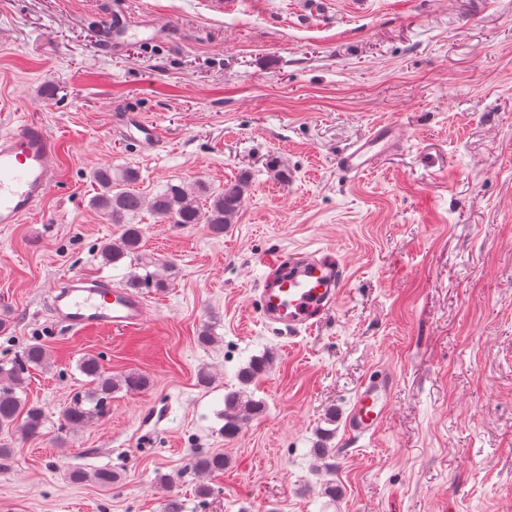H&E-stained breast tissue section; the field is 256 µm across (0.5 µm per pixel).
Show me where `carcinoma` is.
I'll return each instance as SVG.
<instances>
[{"label":"carcinoma","instance_id":"cac0c4a2","mask_svg":"<svg viewBox=\"0 0 512 512\" xmlns=\"http://www.w3.org/2000/svg\"><path fill=\"white\" fill-rule=\"evenodd\" d=\"M102 188L93 201L95 208L118 225L117 237L100 248L99 256L105 264H116L128 258L143 273L135 272L127 279L129 288H155L168 286L169 278L160 272L170 266L158 263L142 254L143 229L131 224L127 217L144 209L152 211L161 221L177 227L187 224H205L214 236L224 234V228L234 223L239 213L244 192L249 185V175L242 173L235 183L218 192L194 190L182 185H172L153 198L140 194L133 188L138 173L126 169L118 175L109 170L94 173ZM50 360L48 351L39 344L26 346L12 359L0 362V433H15L25 439H35L41 434L45 413L41 407L29 404L18 396L25 389L31 371L45 367ZM267 358L256 357L239 372V381L247 386L266 370ZM80 372L88 378V388L77 394L62 415L63 426L68 429L81 427L106 414L112 393L124 387L129 391L144 387L147 380L137 374L116 379L105 370L99 358L87 356L78 364ZM224 437L239 434L244 424L262 411L261 403L244 400L238 394L224 399ZM224 454L220 452L200 455L193 459L192 468L197 474H216L224 471Z\"/></svg>","mask_w":512,"mask_h":512}]
</instances>
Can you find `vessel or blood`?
Segmentation results:
<instances>
[{"instance_id":"b4317fda","label":"vessel or blood","mask_w":512,"mask_h":512,"mask_svg":"<svg viewBox=\"0 0 512 512\" xmlns=\"http://www.w3.org/2000/svg\"><path fill=\"white\" fill-rule=\"evenodd\" d=\"M110 47L127 40L149 41L151 29H140L130 14L115 15L108 27ZM125 131H137L144 149L160 146L157 125L127 115ZM401 145L392 124L375 125L371 133L352 144L337 162L351 177L376 168L380 160ZM58 143L45 126L28 122L0 135V224H19L31 215L57 178ZM264 264L271 271L259 290L256 309L268 324L288 331H311L332 310L347 281L341 258H307L301 269L281 275V257L268 255ZM51 302L56 316L76 330H121L138 326L144 318L141 298L130 290L112 287L103 280L80 275L65 277L53 289ZM396 375L378 370L358 388L346 417L345 429L353 438L374 435L386 421Z\"/></svg>"}]
</instances>
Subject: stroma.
I'll list each match as a JSON object with an SVG mask.
<instances>
[{
	"mask_svg": "<svg viewBox=\"0 0 512 512\" xmlns=\"http://www.w3.org/2000/svg\"><path fill=\"white\" fill-rule=\"evenodd\" d=\"M117 12L154 39L107 52ZM128 112L158 124L157 149L119 132ZM29 119L56 138L59 178L25 223L0 225V362L47 348L23 393L46 420L39 438H0V512H166L173 497L184 512H512V0H330L312 19L296 0H0V132ZM380 122L401 148L339 171ZM100 168L136 170L150 198L250 175L221 236L133 216L146 254L173 266L133 330L51 315L64 275L122 287L131 272L97 254L115 231L93 205ZM316 251L348 268L335 309L298 336L261 322L264 258ZM88 355L148 384L69 432ZM381 368L398 378L389 418L348 438ZM235 392L265 409L228 439ZM197 451L225 459L204 500ZM98 469L119 481L100 486Z\"/></svg>",
	"mask_w": 512,
	"mask_h": 512,
	"instance_id": "stroma-1",
	"label": "stroma"
}]
</instances>
